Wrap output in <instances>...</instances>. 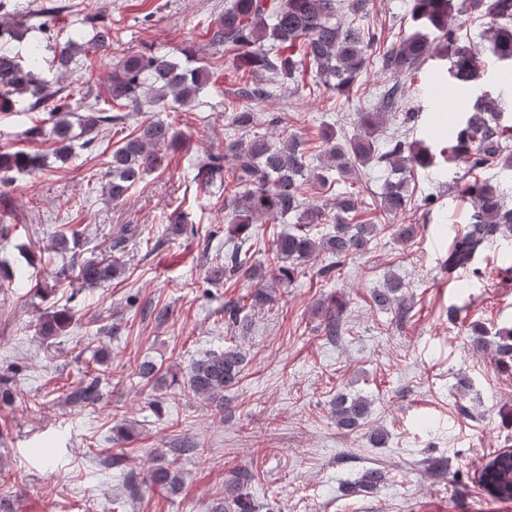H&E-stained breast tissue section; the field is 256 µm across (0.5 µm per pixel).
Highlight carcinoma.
<instances>
[{"instance_id":"cac0c4a2","label":"carcinoma","mask_w":512,"mask_h":512,"mask_svg":"<svg viewBox=\"0 0 512 512\" xmlns=\"http://www.w3.org/2000/svg\"><path fill=\"white\" fill-rule=\"evenodd\" d=\"M452 0H412L411 17L418 29L398 40H388L361 23L367 0H229L224 13L212 24L209 43L232 52L235 69L269 75L268 82L244 83L236 91L228 116L234 135L224 140V148L209 150L204 160L193 165V179L204 187L220 182L224 187V209L232 215L229 231L245 235L255 224H286L295 218L296 231L280 235L274 242L267 265L253 261L251 249L238 245L224 252V262H215L206 270V280L219 284L232 278L266 281L269 285H285L299 274L298 263L326 254L330 263L321 273L327 275L354 257L369 253L377 235L375 224H350L349 215L358 209V198L348 193L336 199L333 231L320 236L313 233L325 223L322 208L304 197L305 185L331 187L329 172L350 175L372 163L389 164L394 179H387L379 196L377 209L386 218H394L406 210L411 201V177L433 165L429 148L420 142H408L391 136L386 150L379 151L374 134L381 128L385 113L402 106L406 87L399 80L405 74H417L434 54L449 61L443 81L454 87H475L487 75L481 52L463 41L452 26ZM468 8L478 10L488 19L489 53L500 69L512 72V0H462ZM60 6L36 4L31 16L38 19L36 28L51 30ZM27 23L0 21V112H10L16 105L28 103L30 112L48 113L50 127L40 124L32 132H48L55 144V156L67 162L76 157L72 116H77L80 147L89 149L99 143L104 131L119 125L128 113L139 112L145 105L167 112L195 103L207 91L223 93L215 74L206 65L187 69L174 57L154 51L130 53L122 50L112 59L107 75L111 107L100 106L99 97L87 102L81 98L70 102L62 86L71 76V64L79 55L92 49H112V28L92 26L93 37L84 40L81 28L70 33L59 54L53 57V77L47 78L43 68V48L28 41ZM28 42L26 56L13 49V43ZM381 64V72L389 77L376 102L359 112L362 132L353 138L341 136L330 125L321 129L326 166L310 165V154L303 140L295 134L273 138L251 132L254 106L271 96V83L281 75H293L305 64L317 73L319 83L336 93L348 91L357 84L371 58ZM468 116L452 120L448 129L439 132L447 146L441 149L446 160L465 164L468 171L499 169L512 173V125L502 119L499 99L489 92L477 96L463 108ZM182 131L163 120L143 121L123 137V143L112 152L110 166L104 175L103 191L112 199L123 198L145 176L159 171L168 158L166 149L176 148L183 140ZM43 157L20 151L0 150V184L12 180V174H35L42 169ZM232 179L226 182L224 169ZM473 203L469 223L454 238L444 266L448 272L473 270L478 257L493 243L512 235V207L506 203L507 186L490 180L473 179L465 186ZM70 269L87 288L111 280L123 269L120 257L78 259L72 257ZM400 279L392 277L386 287L372 294L375 306H396L399 320L405 321L409 308L402 303ZM272 301L265 288L258 289L247 302L224 305V323L237 326L247 318V311ZM325 314L324 332L336 340L344 331L336 304L320 307ZM71 323L66 309L43 314L38 332L45 338L61 336ZM498 336L499 364L512 368V328L501 329ZM245 365V355L237 346H227L196 361L187 377V388L221 409L224 390L238 382ZM98 380L79 385L70 398L90 405L99 400ZM369 405L361 398H336L333 409L336 426L353 431L368 417ZM386 475L369 468L355 481L347 483L348 495L372 490L384 483ZM248 474H237L226 481L224 502L215 512H255L243 493ZM487 493L500 499H512V460L499 463L491 458L479 475ZM172 490L179 484L178 474L165 461V453L154 452L151 465L142 478L132 475L127 488L130 496L140 494V484Z\"/></svg>"}]
</instances>
